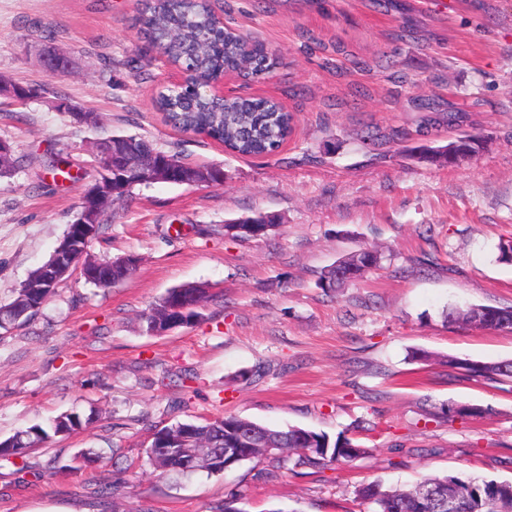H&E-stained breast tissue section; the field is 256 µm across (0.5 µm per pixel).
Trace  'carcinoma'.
I'll list each match as a JSON object with an SVG mask.
<instances>
[{"label":"carcinoma","mask_w":512,"mask_h":512,"mask_svg":"<svg viewBox=\"0 0 512 512\" xmlns=\"http://www.w3.org/2000/svg\"><path fill=\"white\" fill-rule=\"evenodd\" d=\"M137 22L149 41L159 47L181 67L193 70L191 82L159 93L156 107L167 123L184 132L202 133L224 144L229 150L245 156H266L276 152L292 131L293 117L275 101L266 98L230 96L214 100L197 87L217 81L224 73L235 71L244 60L243 53L253 49L247 73L260 75L271 65L262 46L230 28L220 25L209 0H153L148 11ZM130 162L139 157L165 159L168 154L135 135L124 136ZM451 164L475 156L482 149L481 136L467 134L452 142ZM273 225L226 224L224 236L250 239L265 236ZM74 259L97 267L98 277L91 281L96 287L108 288L133 275L137 266L112 262V258L92 259L79 251ZM380 254L360 249L324 271L323 288H340L357 280L365 271L378 265ZM53 272L46 266L36 269L16 290L13 300L0 304V319L8 326L26 325L55 292ZM206 292L196 286L173 288L143 314L150 333L178 324L190 325L200 316L199 308L206 302ZM26 312L14 319L16 310ZM453 320L475 321L494 329L512 330V309L474 306L451 310ZM448 364L463 368L477 377L512 379V360L479 362L450 360ZM93 415L63 414L47 426L34 425L0 440V456L21 455L50 439L66 435L75 428L87 427ZM188 433L197 442L193 454L186 456L172 447V440ZM146 452L148 463L169 475H191L205 472L223 474L246 461L266 463L264 474L275 478L281 471L309 466H332L356 458L365 449L339 436L336 440L321 432L302 428H275L227 414L221 418L177 421L157 430ZM238 449V456L220 459L224 449ZM453 496L456 512H512V482L456 477L425 476L408 488L385 489L375 480L357 491V496L375 505L372 512H448V496Z\"/></svg>","instance_id":"obj_1"}]
</instances>
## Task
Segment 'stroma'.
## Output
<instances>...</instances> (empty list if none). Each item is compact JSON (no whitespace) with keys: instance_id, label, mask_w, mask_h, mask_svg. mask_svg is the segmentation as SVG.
I'll use <instances>...</instances> for the list:
<instances>
[{"instance_id":"1","label":"stroma","mask_w":512,"mask_h":512,"mask_svg":"<svg viewBox=\"0 0 512 512\" xmlns=\"http://www.w3.org/2000/svg\"><path fill=\"white\" fill-rule=\"evenodd\" d=\"M225 25L272 52L273 69L224 79L294 116L271 157L233 154L166 125L153 106L174 71L138 32L141 0H0V80L40 85L0 100V304L59 246L94 180L97 143L139 135L187 162L223 170L212 186H136L106 210L87 253L137 256L134 276L102 289L73 274L24 329L0 338V439L76 410L87 429L25 457L0 458V512H369L357 490L422 476L512 481V380L448 366L512 359V331L448 320L449 308L512 306V0H212ZM70 73L49 74L44 45ZM66 98L100 114L90 126ZM421 99L437 112L425 127ZM464 113L449 126L447 109ZM406 139L385 140L390 129ZM484 149L457 165L421 159L459 131ZM68 164L72 179L53 182ZM273 214L264 237H225L230 221ZM368 247L379 267L345 288L323 271ZM206 289L200 318L162 335L142 315L166 292ZM461 404L482 408L467 420ZM233 413L278 428L340 435L364 456L258 479L260 463L224 475L159 474L145 447L178 420ZM95 448L106 460L80 468Z\"/></svg>"}]
</instances>
